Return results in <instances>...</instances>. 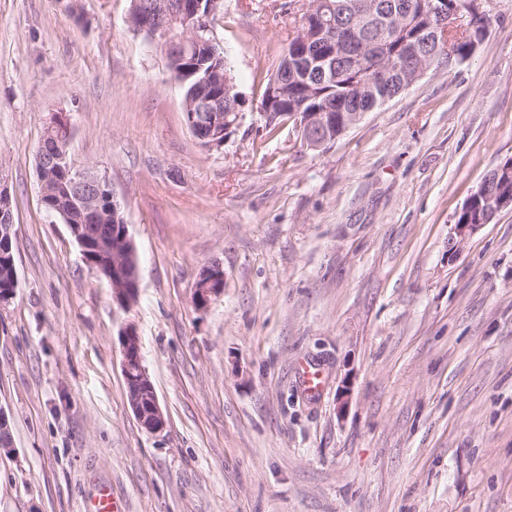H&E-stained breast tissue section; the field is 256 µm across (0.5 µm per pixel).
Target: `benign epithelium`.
I'll use <instances>...</instances> for the list:
<instances>
[{
    "mask_svg": "<svg viewBox=\"0 0 512 512\" xmlns=\"http://www.w3.org/2000/svg\"><path fill=\"white\" fill-rule=\"evenodd\" d=\"M326 6L325 0H311L302 20L304 28L324 24ZM221 8L222 0H178L175 9L183 20V29L179 33L167 21L169 11L165 4L129 15L128 23L133 28L151 30L154 40L164 46L176 41H204L213 35L210 19ZM460 12L473 25L479 24L485 15L481 0H468L461 5ZM223 89L221 94L212 93L204 99L184 102L186 125L198 143L205 148L222 146L228 130L239 118V102L232 111L222 110L223 99L239 97L227 78L224 79ZM259 109L266 119L273 115L294 121L300 139L307 147L319 149L325 146L322 126L333 121V117L320 112L304 115L288 111V94L281 89L280 78L272 79L267 99ZM69 145L68 136L39 145L35 155V167L41 202L49 213L66 224L85 261L105 276L112 288V300L120 307L127 308L136 300L140 288L135 242L128 224L124 222L112 225L106 235L97 230L96 224L106 218L103 211L104 199L112 202L114 217L122 211V206L106 175L92 168L77 169L73 166ZM60 174L68 180L66 205L54 199L53 182L58 180ZM15 235V216L10 192L5 181L0 178V303L12 298L17 288V270L12 254ZM223 288V269L216 264L207 267L197 281L196 305L207 306L212 298L223 292ZM120 343L129 406L146 429L154 433L161 432L166 427V419L158 404L154 386L143 366L139 337L133 326L128 325L121 330ZM12 449L9 419L0 408V452H9Z\"/></svg>",
    "mask_w": 512,
    "mask_h": 512,
    "instance_id": "7a95c632",
    "label": "benign epithelium"
}]
</instances>
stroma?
Segmentation results:
<instances>
[{"label":"stroma","mask_w":512,"mask_h":512,"mask_svg":"<svg viewBox=\"0 0 512 512\" xmlns=\"http://www.w3.org/2000/svg\"><path fill=\"white\" fill-rule=\"evenodd\" d=\"M0 0V172L18 286L0 304V512H512V210L456 216L512 157V0L488 34L341 138L267 134L259 105L301 0H224L214 34L241 98L198 144L130 0ZM109 178L136 244L122 308L44 208L50 119ZM224 270L207 307L200 272ZM133 326L167 425L132 413ZM317 371L309 391L304 370ZM485 177L480 186L478 187V189L469 197V206L466 207L464 204L460 213L458 214L455 225V234L460 239L465 238L466 236L474 233L481 226L484 225L483 222H480L479 224L475 223L479 221V216L481 217V220L486 218L485 203L480 197V195L483 194L482 187Z\"/></svg>","instance_id":"1"}]
</instances>
